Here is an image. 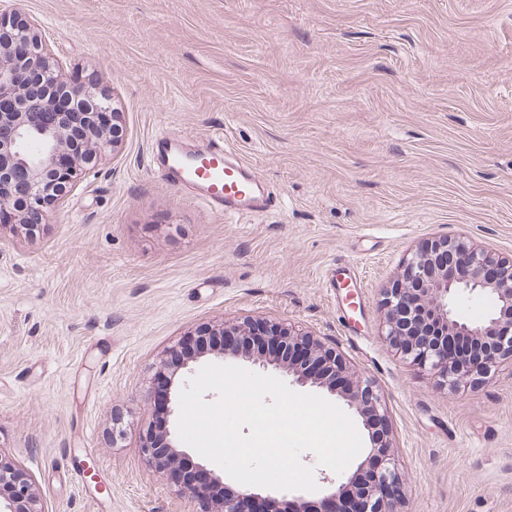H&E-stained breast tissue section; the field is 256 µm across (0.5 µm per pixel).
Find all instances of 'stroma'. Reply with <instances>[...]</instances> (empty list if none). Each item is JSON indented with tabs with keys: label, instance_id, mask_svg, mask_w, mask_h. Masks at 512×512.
<instances>
[{
	"label": "stroma",
	"instance_id": "1",
	"mask_svg": "<svg viewBox=\"0 0 512 512\" xmlns=\"http://www.w3.org/2000/svg\"><path fill=\"white\" fill-rule=\"evenodd\" d=\"M124 141L29 233L0 223V452L43 512H205L142 456L160 361L283 320L383 393L403 512H512V366L450 390L382 334L439 236L512 255V0H0ZM212 136L274 192L224 218L148 164ZM359 288L330 287L337 263Z\"/></svg>",
	"mask_w": 512,
	"mask_h": 512
}]
</instances>
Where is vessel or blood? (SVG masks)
<instances>
[{
    "label": "vessel or blood",
    "mask_w": 512,
    "mask_h": 512,
    "mask_svg": "<svg viewBox=\"0 0 512 512\" xmlns=\"http://www.w3.org/2000/svg\"><path fill=\"white\" fill-rule=\"evenodd\" d=\"M151 164L157 174L188 189L218 214L260 212L270 205L252 167L225 149L223 139H209L204 150L196 151L185 140L158 138Z\"/></svg>",
    "instance_id": "b4317fda"
}]
</instances>
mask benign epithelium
<instances>
[{
	"instance_id": "obj_1",
	"label": "benign epithelium",
	"mask_w": 512,
	"mask_h": 512,
	"mask_svg": "<svg viewBox=\"0 0 512 512\" xmlns=\"http://www.w3.org/2000/svg\"><path fill=\"white\" fill-rule=\"evenodd\" d=\"M67 82L47 51L37 27L12 15L0 14V217L26 229L42 223L81 178L85 168L124 139L121 113L112 111V130L98 122L108 98L91 82L72 89L78 112H54L52 103ZM489 295L496 305L479 321L457 311L465 296ZM385 338L403 356L431 373L450 389L471 384L497 364L512 360V257L506 258L462 240L432 239L409 253L401 274L384 288ZM220 339L208 354L244 357L262 371L270 368L300 387L323 389L344 400L363 419L370 448L356 471L338 478L322 477V496L305 491L284 495L290 512H325L324 501L343 499L354 512H401L402 480L396 469L388 435L385 401L371 382L350 369L341 352L284 321L244 320L210 329ZM477 341L468 360H448V337ZM347 387L336 386V376ZM141 454L163 475L187 458L170 430L145 437ZM376 463L372 482L357 485L360 471ZM210 485L224 486V498L214 512H246L245 505L273 498L249 488L224 483V471L200 465ZM181 493L207 502L209 485L185 483ZM0 512H42L32 482L0 454Z\"/></svg>"
}]
</instances>
